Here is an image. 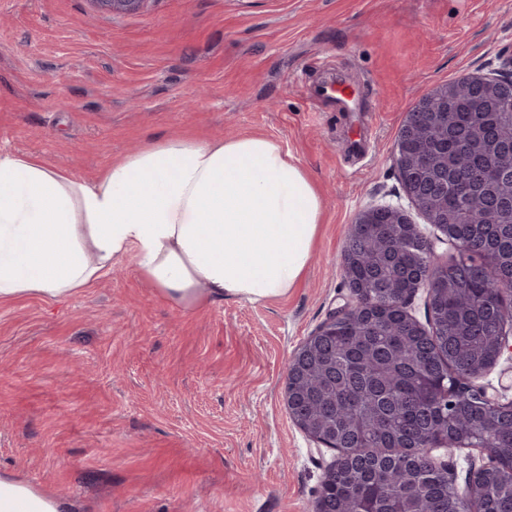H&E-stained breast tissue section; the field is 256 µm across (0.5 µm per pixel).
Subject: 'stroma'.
Returning a JSON list of instances; mask_svg holds the SVG:
<instances>
[{"label":"stroma","mask_w":512,"mask_h":512,"mask_svg":"<svg viewBox=\"0 0 512 512\" xmlns=\"http://www.w3.org/2000/svg\"><path fill=\"white\" fill-rule=\"evenodd\" d=\"M512 0H0V153L92 182L172 136L260 134L324 199L309 268L287 296L185 311L121 260L74 294L0 302V475L72 512H311L338 452L284 400L289 357L349 290L342 255L358 213L406 210L456 248L404 193L403 120L430 89L498 67ZM345 75L366 85L356 122L304 94Z\"/></svg>","instance_id":"stroma-1"}]
</instances>
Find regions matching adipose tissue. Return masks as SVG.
<instances>
[{
    "mask_svg": "<svg viewBox=\"0 0 512 512\" xmlns=\"http://www.w3.org/2000/svg\"><path fill=\"white\" fill-rule=\"evenodd\" d=\"M323 211L314 180L263 135L157 141L90 183L0 154V302L73 294L126 257L187 311L280 298L309 266ZM69 510L0 475V512Z\"/></svg>",
    "mask_w": 512,
    "mask_h": 512,
    "instance_id": "adipose-tissue-1",
    "label": "adipose tissue"
}]
</instances>
